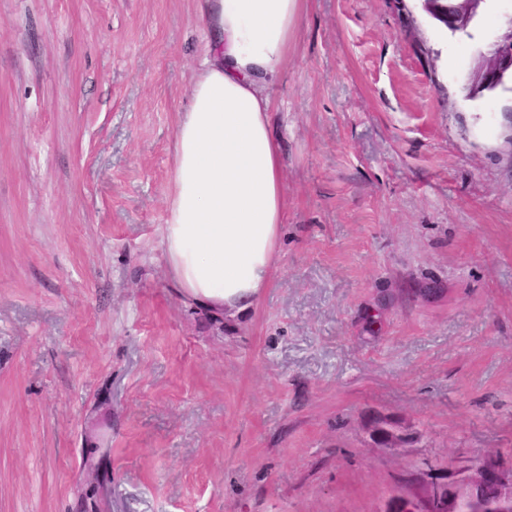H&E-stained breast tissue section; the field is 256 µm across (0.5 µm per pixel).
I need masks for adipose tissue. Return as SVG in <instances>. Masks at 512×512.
Listing matches in <instances>:
<instances>
[{"label":"adipose tissue","instance_id":"adipose-tissue-1","mask_svg":"<svg viewBox=\"0 0 512 512\" xmlns=\"http://www.w3.org/2000/svg\"><path fill=\"white\" fill-rule=\"evenodd\" d=\"M207 59L177 117L160 229L162 260L186 304L232 318L267 288L287 216L270 83L288 64L303 0H199Z\"/></svg>","mask_w":512,"mask_h":512}]
</instances>
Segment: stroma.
Instances as JSON below:
<instances>
[{
  "label": "stroma",
  "mask_w": 512,
  "mask_h": 512,
  "mask_svg": "<svg viewBox=\"0 0 512 512\" xmlns=\"http://www.w3.org/2000/svg\"><path fill=\"white\" fill-rule=\"evenodd\" d=\"M511 17L307 0L279 257L231 319L161 258L197 0H0V512H375L512 455V92L463 89Z\"/></svg>",
  "instance_id": "1"
}]
</instances>
